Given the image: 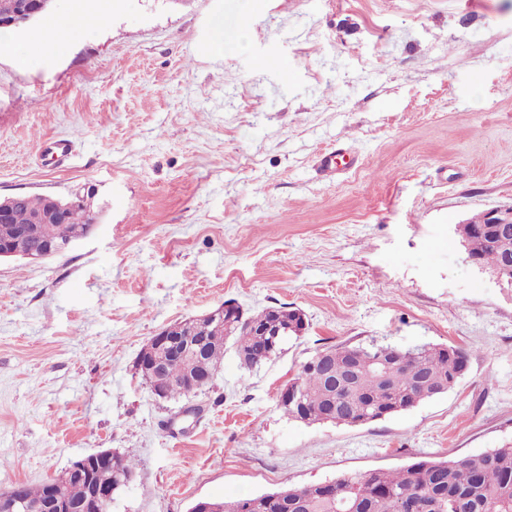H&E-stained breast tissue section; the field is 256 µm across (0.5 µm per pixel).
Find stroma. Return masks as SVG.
Masks as SVG:
<instances>
[{
	"mask_svg": "<svg viewBox=\"0 0 512 512\" xmlns=\"http://www.w3.org/2000/svg\"><path fill=\"white\" fill-rule=\"evenodd\" d=\"M98 6L57 58L0 55V195L91 186L102 211L61 255L0 261V491L111 450L136 464L112 512H189L512 443V287L457 233L512 205V0ZM339 147L356 165L320 172ZM227 301L307 326L250 370L226 348L191 400L156 399L141 349ZM373 340L454 345L468 368L360 426L283 414L312 355Z\"/></svg>",
	"mask_w": 512,
	"mask_h": 512,
	"instance_id": "stroma-1",
	"label": "stroma"
}]
</instances>
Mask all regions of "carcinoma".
Segmentation results:
<instances>
[{"label": "carcinoma", "mask_w": 512, "mask_h": 512, "mask_svg": "<svg viewBox=\"0 0 512 512\" xmlns=\"http://www.w3.org/2000/svg\"><path fill=\"white\" fill-rule=\"evenodd\" d=\"M48 207L45 196L20 195L13 204L18 222ZM98 216L81 205L62 209L47 224L39 225L32 245L45 241L65 242L85 235ZM468 254L497 270L503 256L512 254V237L496 236L483 213L470 225H459ZM275 320L285 331L270 338L255 336L251 325ZM306 328L302 313L282 308L246 315L235 306L224 322L207 327V367L216 373L232 342L246 368L269 360L291 335ZM467 363L464 350L453 345L424 344L404 348L395 345H331L318 351L301 367L289 384L303 407L282 404L288 418L305 424L331 423L358 426L408 411L422 401L442 395L458 381ZM197 370L186 359L169 368L165 383L170 399L188 396L186 374ZM134 475L133 463L122 455L98 470L96 479L122 487ZM335 492L319 484L288 487L232 501H212L218 512H402L404 500L418 504L417 512H512V445L489 448L479 454L447 460L422 459L398 470L373 469L329 480Z\"/></svg>", "instance_id": "cac0c4a2"}]
</instances>
